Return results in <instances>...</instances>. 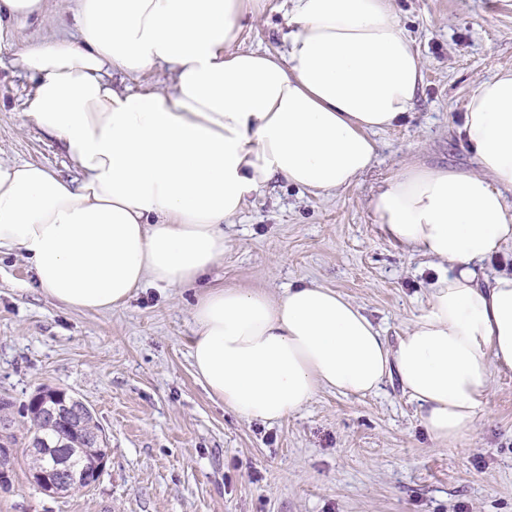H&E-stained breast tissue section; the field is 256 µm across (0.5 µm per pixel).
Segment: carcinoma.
<instances>
[{
  "label": "carcinoma",
  "instance_id": "cac0c4a2",
  "mask_svg": "<svg viewBox=\"0 0 512 512\" xmlns=\"http://www.w3.org/2000/svg\"><path fill=\"white\" fill-rule=\"evenodd\" d=\"M29 418L30 426L24 435V444L29 457L28 472L50 469L62 462L73 471L83 474L82 482L62 490V493L80 491L95 484L101 477L91 460V452L100 448L108 451L107 446L96 444L95 438L102 432L95 423L93 414L88 412L79 419L67 415L44 419L35 399L19 410ZM15 473V458L0 461V487L7 490L12 485Z\"/></svg>",
  "mask_w": 512,
  "mask_h": 512
}]
</instances>
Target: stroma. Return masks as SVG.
Here are the masks:
<instances>
[{
	"instance_id": "35a3bbf8",
	"label": "stroma",
	"mask_w": 512,
	"mask_h": 512,
	"mask_svg": "<svg viewBox=\"0 0 512 512\" xmlns=\"http://www.w3.org/2000/svg\"><path fill=\"white\" fill-rule=\"evenodd\" d=\"M0 40L8 48L75 33L76 0H47ZM423 64L414 108L378 132L373 166L350 187L314 193L273 180L224 227V257L193 286L136 289L108 312L47 297L29 265L0 255V397L39 388L82 400L104 430L99 482L49 497L17 466L0 512H512V372L494 373L486 413L465 446L440 449L397 380L375 393L318 390L288 418L245 421L213 399L191 366L190 308L207 289L277 296L330 288L361 307L389 342L426 303L431 260L387 237L371 200L410 166L477 170L457 134L470 88L512 67V0H393ZM289 0H268L242 45L282 56ZM30 78L0 66V158L71 179L60 143L25 116Z\"/></svg>"
}]
</instances>
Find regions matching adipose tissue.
Segmentation results:
<instances>
[{
	"label": "adipose tissue",
	"instance_id": "obj_1",
	"mask_svg": "<svg viewBox=\"0 0 512 512\" xmlns=\"http://www.w3.org/2000/svg\"><path fill=\"white\" fill-rule=\"evenodd\" d=\"M288 52L242 48L266 0H79L74 35L21 45L25 115L78 175L0 159V251L48 297L109 311L147 284H193L224 256V226L277 177L316 193L356 182L374 132L411 113L423 63L392 0H289ZM163 66L161 91L111 76ZM459 133L478 169L409 167L371 206L384 233L444 265L389 343L335 290L213 288L190 310V356L246 421L276 422L319 389L364 395L397 379L437 447L464 445L492 376L512 371V275L483 282L512 242V67L475 83Z\"/></svg>",
	"mask_w": 512,
	"mask_h": 512
}]
</instances>
